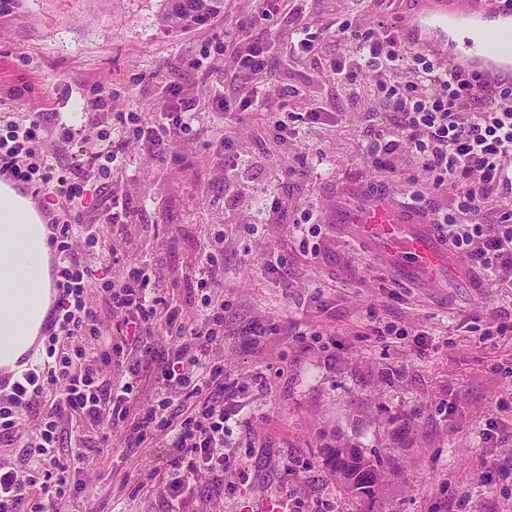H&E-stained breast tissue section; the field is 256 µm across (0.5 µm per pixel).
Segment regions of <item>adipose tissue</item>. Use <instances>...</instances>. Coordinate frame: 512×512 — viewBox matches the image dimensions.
Listing matches in <instances>:
<instances>
[{"instance_id": "obj_1", "label": "adipose tissue", "mask_w": 512, "mask_h": 512, "mask_svg": "<svg viewBox=\"0 0 512 512\" xmlns=\"http://www.w3.org/2000/svg\"><path fill=\"white\" fill-rule=\"evenodd\" d=\"M46 231L39 214L14 190H0V369H13L34 342L47 313L50 280Z\"/></svg>"}]
</instances>
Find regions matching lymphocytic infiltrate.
<instances>
[{"label": "lymphocytic infiltrate", "mask_w": 512, "mask_h": 512, "mask_svg": "<svg viewBox=\"0 0 512 512\" xmlns=\"http://www.w3.org/2000/svg\"><path fill=\"white\" fill-rule=\"evenodd\" d=\"M349 53L330 64L337 88L358 93L365 73H374L380 121L365 130L366 158L379 162L411 147L416 164L433 178L435 189L463 184L466 194L453 212L438 217L451 250L467 252L485 274L512 292V205L502 204L494 224H469L466 215L495 202L499 188L512 185V83L492 95L481 93L473 77L447 61L414 51L393 28L360 26L346 20L336 27ZM413 61L411 79L397 66ZM197 103L157 116L150 126L123 128L106 159L119 167L130 138H143L158 150L173 148L192 129ZM42 135L39 115L13 122L0 136V172L42 189L54 185L67 201L85 200L88 172H64L37 154ZM136 216L123 198H113L95 224L82 213L56 225L50 244L60 262L59 290L49 314L47 361L33 375L0 393V444H21L16 462H0V512H54L62 500L82 491L81 457L64 455L69 426L81 427L90 452H112L114 430L128 432V447L163 443L167 459L157 470V489L181 500L191 483L223 476L224 456V235L208 239L197 263L193 290L201 291L194 322L181 319L156 267L127 261L126 232ZM174 340L153 382L144 361L155 331Z\"/></svg>", "instance_id": "1"}]
</instances>
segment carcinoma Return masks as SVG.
Listing matches in <instances>:
<instances>
[{"instance_id":"obj_1","label":"carcinoma","mask_w":512,"mask_h":512,"mask_svg":"<svg viewBox=\"0 0 512 512\" xmlns=\"http://www.w3.org/2000/svg\"><path fill=\"white\" fill-rule=\"evenodd\" d=\"M224 12V0H163L160 23L174 32L192 29ZM324 461L354 500L374 504L385 481L384 463L350 442L323 448Z\"/></svg>"}]
</instances>
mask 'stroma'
Wrapping results in <instances>:
<instances>
[{
  "label": "stroma",
  "instance_id": "obj_1",
  "mask_svg": "<svg viewBox=\"0 0 512 512\" xmlns=\"http://www.w3.org/2000/svg\"><path fill=\"white\" fill-rule=\"evenodd\" d=\"M415 8L305 0L303 13L315 24L375 26ZM160 10L161 0H0V111L16 120L43 113L41 150L64 165L105 150L100 134L123 114L148 124L177 97L201 104L174 149L130 141L109 182L137 212L128 260L159 268L178 306L203 243L224 234V378L241 388L225 403L224 454L247 481L228 473L192 486L180 512H244L264 496L291 498L295 512H360L321 454L341 439L386 461L375 512H512V335L481 341L461 327L477 313L512 317V296L491 281L479 295L447 277L403 284L331 222L348 183L392 189L430 212L448 203L410 150L392 174L364 159L377 105L331 81L345 44L328 33L313 52L293 50V16H264L259 0H224L223 14L178 33L158 23ZM248 42L267 60L259 82L287 111L318 102L326 120L282 135L267 113L221 106L224 75ZM97 96L108 99L99 113L89 105ZM66 125L84 142L63 140ZM228 153L241 157L237 169L225 170ZM307 210L320 226L311 254L293 227ZM274 253L285 267H270ZM123 440L115 432L110 456H86V488L66 512H167L152 477L165 449L129 450ZM486 455L506 475L483 479Z\"/></svg>",
  "mask_w": 512,
  "mask_h": 512
}]
</instances>
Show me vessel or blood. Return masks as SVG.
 <instances>
[{
  "label": "vessel or blood",
  "instance_id": "b4317fda",
  "mask_svg": "<svg viewBox=\"0 0 512 512\" xmlns=\"http://www.w3.org/2000/svg\"><path fill=\"white\" fill-rule=\"evenodd\" d=\"M398 34L410 46L478 76L481 86L512 82V0H420L412 25ZM334 219L402 283L419 285L446 273L462 285L474 284L469 265L451 253L439 225L390 192L353 187Z\"/></svg>",
  "mask_w": 512,
  "mask_h": 512
}]
</instances>
